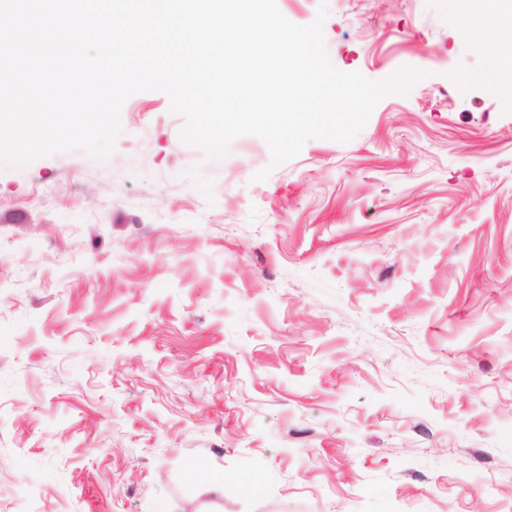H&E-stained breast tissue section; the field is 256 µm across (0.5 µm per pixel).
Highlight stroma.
I'll list each match as a JSON object with an SVG mask.
<instances>
[{
    "instance_id": "stroma-1",
    "label": "stroma",
    "mask_w": 512,
    "mask_h": 512,
    "mask_svg": "<svg viewBox=\"0 0 512 512\" xmlns=\"http://www.w3.org/2000/svg\"><path fill=\"white\" fill-rule=\"evenodd\" d=\"M277 3L327 6L341 71L429 75L263 181L160 91L106 158L0 165V512L512 502V88L450 0Z\"/></svg>"
}]
</instances>
